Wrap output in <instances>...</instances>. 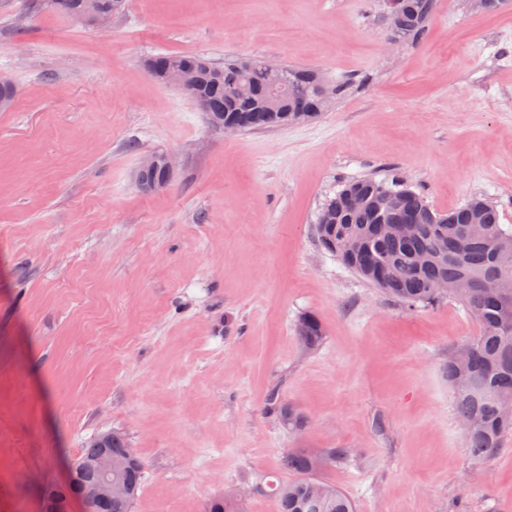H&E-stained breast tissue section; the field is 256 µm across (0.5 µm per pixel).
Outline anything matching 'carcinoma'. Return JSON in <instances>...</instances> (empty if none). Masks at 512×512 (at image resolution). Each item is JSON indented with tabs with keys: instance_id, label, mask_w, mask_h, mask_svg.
<instances>
[{
	"instance_id": "cac0c4a2",
	"label": "carcinoma",
	"mask_w": 512,
	"mask_h": 512,
	"mask_svg": "<svg viewBox=\"0 0 512 512\" xmlns=\"http://www.w3.org/2000/svg\"><path fill=\"white\" fill-rule=\"evenodd\" d=\"M45 6L72 19L87 21L94 15H118L125 0H41ZM436 6V0H405L404 10L389 23L390 39L407 43L419 39ZM145 67L155 80L167 70H182L193 79L184 94L203 99L209 123L218 128L233 122L239 130L275 129L290 124L287 113L305 109L312 120L325 111L331 89L322 75L308 67L283 66L286 94L277 103L263 70V57L247 56L218 67L195 54H159ZM18 91L10 81H0V112L10 110ZM388 224H415L416 234L401 239L386 232ZM321 247L363 281L379 288L391 300L409 309L433 307L444 300L434 292L439 280L448 281L447 296L466 284L461 304L479 322L478 336L462 344L468 356H448L444 366L462 424L469 456L483 461L501 448L512 430V225L500 223L496 205L475 197L448 211L438 210L423 193L403 181L372 177L345 182L324 203L316 226ZM308 348L320 345L322 325L306 314L296 325ZM112 477L125 495L102 502L95 512H132L141 486L144 465L120 432L112 433ZM344 451L324 453L306 449L288 451L282 468L289 480L266 483L276 512H354L353 503L336 485L321 480L318 472L328 461L343 458ZM94 469H84L79 483L45 493L46 512L98 483ZM205 512H244L242 497L231 492L211 499Z\"/></svg>"
}]
</instances>
